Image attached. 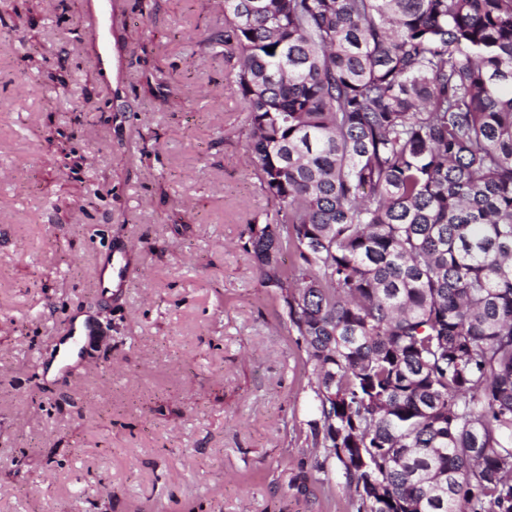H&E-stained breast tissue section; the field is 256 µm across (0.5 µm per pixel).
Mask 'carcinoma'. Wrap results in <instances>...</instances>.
I'll return each mask as SVG.
<instances>
[{
	"label": "carcinoma",
	"mask_w": 512,
	"mask_h": 512,
	"mask_svg": "<svg viewBox=\"0 0 512 512\" xmlns=\"http://www.w3.org/2000/svg\"><path fill=\"white\" fill-rule=\"evenodd\" d=\"M204 44L359 512H512V0H224Z\"/></svg>",
	"instance_id": "1"
}]
</instances>
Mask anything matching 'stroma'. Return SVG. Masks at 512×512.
Segmentation results:
<instances>
[{
	"instance_id": "stroma-1",
	"label": "stroma",
	"mask_w": 512,
	"mask_h": 512,
	"mask_svg": "<svg viewBox=\"0 0 512 512\" xmlns=\"http://www.w3.org/2000/svg\"><path fill=\"white\" fill-rule=\"evenodd\" d=\"M0 0V512H357L317 379L245 250L273 207L246 152L221 0ZM78 85V107L64 99ZM128 253L125 295L93 286ZM95 327L48 366L75 318ZM96 4L92 0L85 2L86 18L92 20V26L95 27L93 32L96 42L93 58L98 70L106 71L111 67V47H110V29L109 18L107 15V2L111 0H96ZM131 272L125 252L111 250L98 258L93 274V286L101 295L112 298L121 294L130 284Z\"/></svg>"
}]
</instances>
